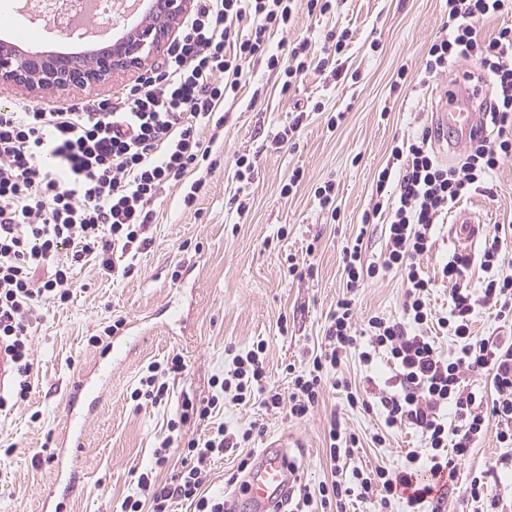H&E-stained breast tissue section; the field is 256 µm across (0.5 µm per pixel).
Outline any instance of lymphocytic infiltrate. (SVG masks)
Listing matches in <instances>:
<instances>
[{
  "mask_svg": "<svg viewBox=\"0 0 512 512\" xmlns=\"http://www.w3.org/2000/svg\"><path fill=\"white\" fill-rule=\"evenodd\" d=\"M297 0H195L179 34L170 42L155 74L136 79L120 104H72L45 109L18 99L0 106V347L15 363L9 403L26 401L31 392L30 338L42 307L70 298L74 269L96 256L105 273L115 258L127 254L152 221L151 205L165 189L207 162L219 139L214 122L226 98L237 95L249 62H265L279 71L283 89L295 85L310 67V45L293 44L286 56L270 53L275 32L287 31ZM512 10V0H448V35L433 42L425 75L445 72L459 59L472 60L479 77L492 78L495 94L484 103L486 132L471 138L457 164L436 155L432 129L394 146L392 164L377 174L376 189L397 187V201L385 209L376 201L373 213L388 215V243L378 267L363 268L358 249L343 251L347 297L336 305L320 352L308 372L293 375L289 396L270 392L262 404L308 415L351 349L364 362L383 356L393 369L378 405L387 427L418 430L433 455L429 468L408 466L392 474L384 467L339 470L357 450V435L331 422L326 455L336 476L317 493L301 490L293 512H335L344 498L371 503L389 512L393 501H405L411 512H425L439 481H453L474 443L488 429L500 442L512 443V275L497 270L500 238L486 243L479 261L455 254L442 268L452 292L449 316L435 317L427 301L432 281L417 264L432 247L438 216L468 194L481 190L501 162L512 156V27L484 40L478 24ZM479 265L481 288L470 285L468 272ZM46 277H37L41 267ZM406 277L408 322L375 314L357 329L351 292L378 270ZM491 311L504 333L481 338L473 318ZM437 323L460 344L456 358L443 359L423 326ZM418 325L409 333L408 324ZM366 345H359V336ZM264 350L236 356L220 387L245 401L261 388ZM486 377L489 387L471 385ZM252 431L217 429L213 437L188 440L192 462L171 483L158 485L148 473L137 483L142 498L127 500L128 512H170L172 502L186 500L195 512H225L223 497L205 493L203 476L213 457L245 447Z\"/></svg>",
  "mask_w": 512,
  "mask_h": 512,
  "instance_id": "obj_1",
  "label": "lymphocytic infiltrate"
}]
</instances>
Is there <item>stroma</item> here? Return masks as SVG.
Segmentation results:
<instances>
[{
    "label": "stroma",
    "mask_w": 512,
    "mask_h": 512,
    "mask_svg": "<svg viewBox=\"0 0 512 512\" xmlns=\"http://www.w3.org/2000/svg\"><path fill=\"white\" fill-rule=\"evenodd\" d=\"M448 32L447 0H335L330 13L308 15L298 4L287 32L276 34L273 50L308 41L312 63L290 90L279 72L251 67L236 98L224 103L223 145L216 167L193 207H185L183 188L158 198L148 246L134 249L122 263L130 274L108 275L91 258L76 268L69 301L45 306L31 338L32 390L28 401L0 412V512H45V493L55 478L54 453L70 429L65 394L74 380L93 369L104 343L106 326L122 320L129 350L103 380L100 400L86 415L81 452L68 461L77 482L67 495V512H124L128 498L139 497L137 479L151 472L158 484L170 482L184 465L180 443L206 439L217 427L231 432L253 430L249 447L257 454L266 443L288 433L298 441L290 458L299 482L317 491L331 478L325 450L331 420L358 435L361 447L348 467L378 466L397 472L411 458L429 465L432 450L420 434L400 427L387 430L384 444L372 443L385 430L379 410L350 407L348 389L377 396L392 371L386 361H360L350 351L332 378L345 387H325L307 417L289 418L269 411L260 397L239 403L214 386V378L232 369L235 355L264 345L265 386L288 394L292 377L312 367L336 303L346 291L342 267L344 247H361L363 265L383 260L387 217L366 222L376 201V174L386 166L393 146L432 127L442 91L467 92V75L475 65L460 60L421 82L430 44ZM347 34L341 60L325 56L328 34ZM407 68L402 89L393 83ZM341 76H334V69ZM132 74L115 76L97 91L28 90L0 85V104L18 98L46 109L91 99L120 101L135 82ZM320 103L293 137H283L296 103ZM247 156L252 169L239 175L236 160ZM303 178L288 187L292 171ZM332 182L336 213L321 208L316 188ZM248 201L237 212L236 198ZM472 212L485 222L474 243H457L449 229L458 214ZM512 224V157L492 178V191L476 193L441 214L434 226L433 246L419 264L434 286L429 302L438 315H448L450 290L439 271L453 254L479 256L496 227ZM406 284L396 272L365 279L353 294L357 321L375 313L403 318ZM286 317L287 332L278 319ZM181 356L182 374H166L169 400L151 405L134 392L149 366ZM217 399L205 420H190L171 430L184 396ZM173 438L165 465L155 463L154 450ZM512 445L499 443L495 430L475 443L459 467V475L438 512H488L487 498H472L469 483L482 477L489 495L512 499Z\"/></svg>",
    "instance_id": "1"
}]
</instances>
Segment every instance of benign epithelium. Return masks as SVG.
<instances>
[{"label": "benign epithelium", "mask_w": 512, "mask_h": 512, "mask_svg": "<svg viewBox=\"0 0 512 512\" xmlns=\"http://www.w3.org/2000/svg\"><path fill=\"white\" fill-rule=\"evenodd\" d=\"M192 0H156L153 16L162 23L142 22L125 39L89 58H56L37 49L16 50L0 43V82L29 89L93 91L119 73L147 71L165 45L169 30L191 11Z\"/></svg>", "instance_id": "1"}]
</instances>
